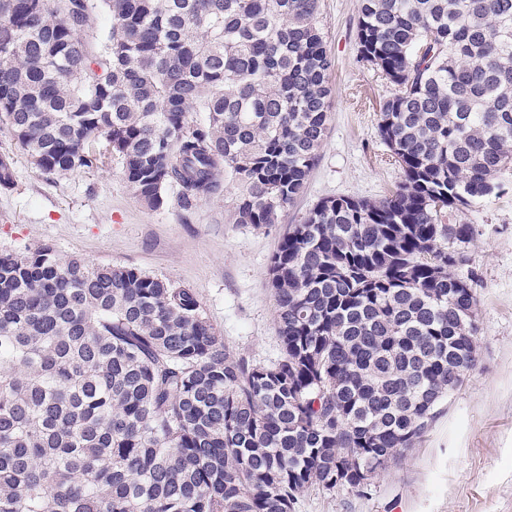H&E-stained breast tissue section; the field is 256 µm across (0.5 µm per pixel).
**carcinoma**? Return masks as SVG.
Masks as SVG:
<instances>
[{
  "instance_id": "obj_1",
  "label": "carcinoma",
  "mask_w": 512,
  "mask_h": 512,
  "mask_svg": "<svg viewBox=\"0 0 512 512\" xmlns=\"http://www.w3.org/2000/svg\"><path fill=\"white\" fill-rule=\"evenodd\" d=\"M320 0H0V123L41 172L117 157L150 208L237 185L267 227L303 192L335 60ZM111 25L87 37L92 14ZM361 62L396 87L402 171L324 198L270 258L281 356H235L192 288L49 246L0 253V512H292L359 492L478 356L442 213L512 167V0H361Z\"/></svg>"
}]
</instances>
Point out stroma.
I'll use <instances>...</instances> for the list:
<instances>
[{
    "instance_id": "stroma-1",
    "label": "stroma",
    "mask_w": 512,
    "mask_h": 512,
    "mask_svg": "<svg viewBox=\"0 0 512 512\" xmlns=\"http://www.w3.org/2000/svg\"><path fill=\"white\" fill-rule=\"evenodd\" d=\"M360 0H321L318 22L335 60L327 133L304 193L278 224L256 228L232 219L236 186L184 206L169 188L158 208L130 190L118 160L66 176L38 171L0 130V155L14 180L0 187V251L41 245L92 265L130 266L199 295L209 322L234 355L270 364L280 354L275 305L267 286L280 232L323 198L378 199L402 180L377 131L381 103L395 88L359 62ZM499 192L449 211L470 224L453 269L477 298L478 362L442 411L397 463L365 492L306 489L293 512H512V168Z\"/></svg>"
}]
</instances>
